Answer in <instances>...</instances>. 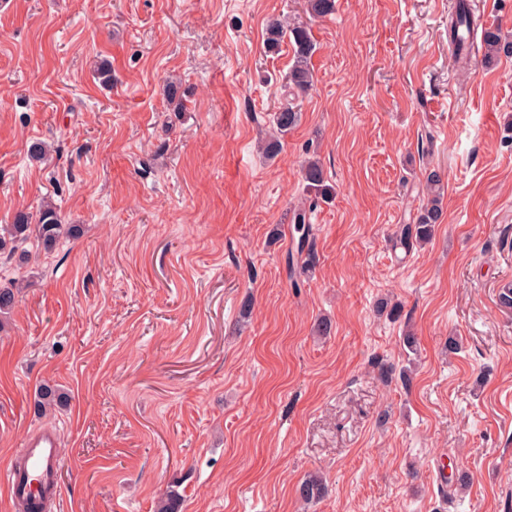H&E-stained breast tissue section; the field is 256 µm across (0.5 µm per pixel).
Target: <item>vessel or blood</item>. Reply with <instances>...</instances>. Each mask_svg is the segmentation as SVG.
Returning <instances> with one entry per match:
<instances>
[{
	"instance_id": "1",
	"label": "vessel or blood",
	"mask_w": 512,
	"mask_h": 512,
	"mask_svg": "<svg viewBox=\"0 0 512 512\" xmlns=\"http://www.w3.org/2000/svg\"><path fill=\"white\" fill-rule=\"evenodd\" d=\"M60 438L56 430L45 429L30 437L21 459H10L0 469V484L11 501H46L56 508L61 470Z\"/></svg>"
}]
</instances>
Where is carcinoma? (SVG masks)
Returning <instances> with one entry per match:
<instances>
[{"label": "carcinoma", "instance_id": "carcinoma-1", "mask_svg": "<svg viewBox=\"0 0 512 512\" xmlns=\"http://www.w3.org/2000/svg\"><path fill=\"white\" fill-rule=\"evenodd\" d=\"M307 11L314 17H325L335 9V0H306ZM475 17L466 3L458 0L455 13L448 21V41L453 47L455 61L465 67L470 61L469 45L466 41L468 31L477 26ZM289 38L293 50V64L288 72V87L292 89L293 99L280 103L274 111L270 125L272 133L260 144L262 152L270 157L276 156L282 148V138L296 128L300 121L301 112L295 100L306 96L312 89L313 73L310 61L317 44L311 30L298 24H285L282 20L271 21L265 31V48L268 52L279 50L284 38ZM482 41L484 52L481 58L482 66L487 70L496 69L502 57H512V41L504 38L501 28L488 27L483 30ZM168 105L179 111L184 107V101L179 84L169 82L164 89ZM304 192L309 201L308 207L294 211L292 224L294 230L300 233L296 252H288V277L297 282V269L306 272L315 267L313 250V228L307 220V210H311L319 202H329L336 196V188L328 183L323 167L319 160L308 159L303 164ZM427 202L421 208L416 223L405 224L398 231L396 238L399 243L411 250L432 240L436 230L442 224L444 195V175L438 169L430 170L426 175ZM79 233L78 225L64 224L57 208L51 204L41 205L38 214L32 216L26 211L16 213L14 222L0 227V253L16 254L17 244L35 236L39 246L46 251H52L64 236L75 237ZM28 286V280L13 279L6 285H0V314H7L14 307L18 293ZM68 401V394L58 389L43 385L37 392L35 412L44 414L48 410L62 406ZM326 486L323 480L316 476L305 478L298 487L299 496L305 501H317L324 497Z\"/></svg>", "mask_w": 512, "mask_h": 512}]
</instances>
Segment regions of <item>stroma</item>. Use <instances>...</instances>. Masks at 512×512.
Wrapping results in <instances>:
<instances>
[{
	"instance_id": "obj_1",
	"label": "stroma",
	"mask_w": 512,
	"mask_h": 512,
	"mask_svg": "<svg viewBox=\"0 0 512 512\" xmlns=\"http://www.w3.org/2000/svg\"><path fill=\"white\" fill-rule=\"evenodd\" d=\"M454 2L315 18L304 0H0V225L50 201L80 227L48 254L25 245L39 273L0 322V466L53 428L58 512H155L170 491L181 512H512V58L461 70ZM273 19L317 50L267 159L292 63L290 43L264 49ZM312 150L336 197L294 284ZM429 168L443 222L407 254L392 236ZM381 362L412 373L382 379ZM43 384L68 405L38 415ZM444 466L470 478L450 498ZM311 473L316 503L297 492Z\"/></svg>"
}]
</instances>
